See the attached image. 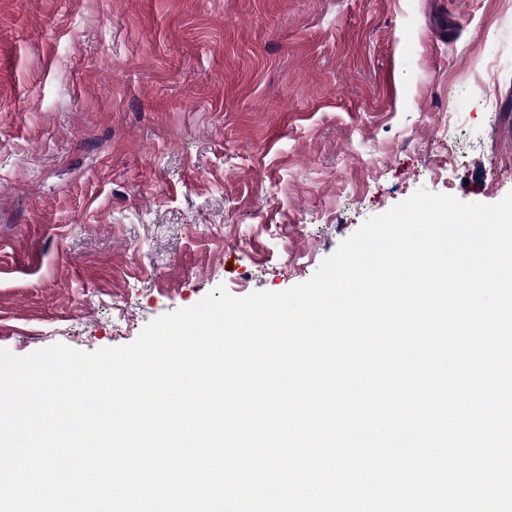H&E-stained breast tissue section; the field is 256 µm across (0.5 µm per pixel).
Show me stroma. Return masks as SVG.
<instances>
[{"label": "stroma", "instance_id": "stroma-1", "mask_svg": "<svg viewBox=\"0 0 512 512\" xmlns=\"http://www.w3.org/2000/svg\"><path fill=\"white\" fill-rule=\"evenodd\" d=\"M512 192V0H0V348L309 279L419 189Z\"/></svg>", "mask_w": 512, "mask_h": 512}]
</instances>
